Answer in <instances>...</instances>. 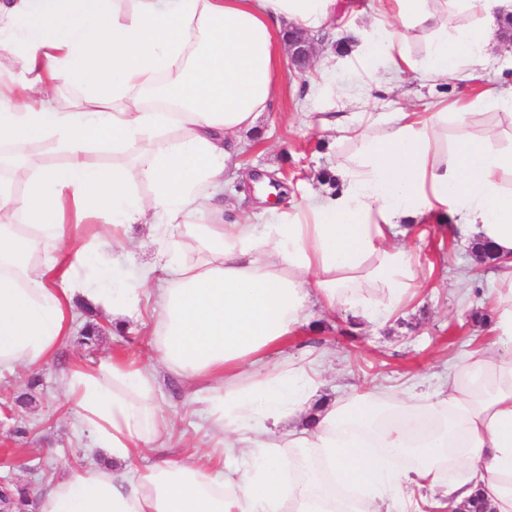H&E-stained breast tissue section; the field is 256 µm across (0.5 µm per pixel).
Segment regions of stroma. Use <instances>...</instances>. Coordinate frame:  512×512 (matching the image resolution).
I'll return each instance as SVG.
<instances>
[{"instance_id": "35a3bbf8", "label": "stroma", "mask_w": 512, "mask_h": 512, "mask_svg": "<svg viewBox=\"0 0 512 512\" xmlns=\"http://www.w3.org/2000/svg\"><path fill=\"white\" fill-rule=\"evenodd\" d=\"M313 77V72L300 75L288 66L279 72L282 97L273 111L260 117L258 142L239 157V169L225 176L224 200L236 212L253 211L257 175L283 181L297 198L307 194L309 187L327 183V159L336 146L320 131L317 118L330 101L323 96L308 108L299 104ZM499 80L488 69L467 86L451 81L433 87L411 80L394 93L376 89L372 96L376 111L388 112L396 99L420 106L441 97L472 98ZM410 244L419 256L420 289L403 317L357 332L349 331L343 315L322 320L317 337L335 353L321 389L324 398L341 397L351 385L379 384L399 390L422 376L447 370L469 352L491 343L484 316L490 304L492 270L471 266L470 248L430 228L423 237H412ZM78 323L99 326L102 333L90 344L83 342L80 333H73L57 357L37 372L0 376V480L30 494L83 462L59 383L62 370L105 353L135 362L149 361L151 356L150 320L118 328L106 317L85 311ZM35 376L41 383L34 388L30 380ZM192 398V387L160 375L157 401L169 420L171 439L161 453H146L143 463L160 456L174 459L197 450L213 451L216 440L208 424L194 414Z\"/></svg>"}]
</instances>
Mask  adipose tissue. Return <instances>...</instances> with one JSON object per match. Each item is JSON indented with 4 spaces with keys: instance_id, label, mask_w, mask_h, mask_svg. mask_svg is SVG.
<instances>
[{
    "instance_id": "1",
    "label": "adipose tissue",
    "mask_w": 512,
    "mask_h": 512,
    "mask_svg": "<svg viewBox=\"0 0 512 512\" xmlns=\"http://www.w3.org/2000/svg\"><path fill=\"white\" fill-rule=\"evenodd\" d=\"M377 2L359 43L320 65L363 77L319 119L354 147L331 168L337 190L284 207L261 184L266 221L254 224L226 220L224 173L281 94L287 30L321 36L336 0H0V46L22 64L0 74V373L52 360L84 308L149 313L157 360L63 372L92 465L39 493L36 512H413L418 497L454 512L475 496L512 512V148L498 129L465 132L475 108L512 110V82L422 111L367 109L368 89L400 75L467 84L501 62L487 44L512 0ZM458 15L468 25L452 27ZM64 81L80 91L69 110ZM41 144L62 163L32 159ZM421 224L495 253L491 347L396 393L316 400L323 355L272 353L321 313L362 327L398 315L419 287L402 238ZM107 240L150 256L116 280ZM162 368L195 387L223 468L195 452L139 464L169 437Z\"/></svg>"
}]
</instances>
